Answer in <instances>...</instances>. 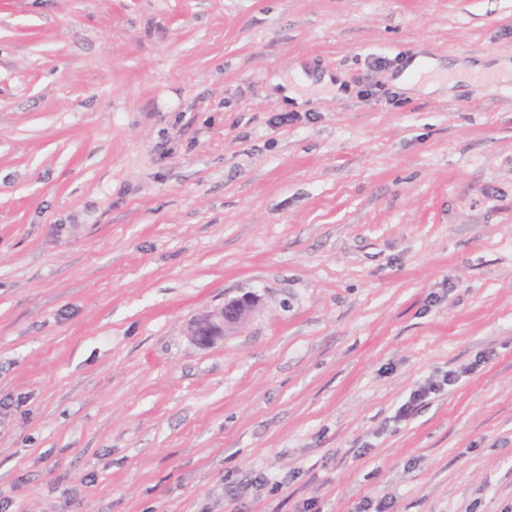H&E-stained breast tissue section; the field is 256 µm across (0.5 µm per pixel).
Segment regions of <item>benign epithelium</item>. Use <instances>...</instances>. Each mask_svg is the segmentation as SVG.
<instances>
[{"mask_svg":"<svg viewBox=\"0 0 512 512\" xmlns=\"http://www.w3.org/2000/svg\"><path fill=\"white\" fill-rule=\"evenodd\" d=\"M259 296L247 292L224 305L205 310L188 325V335L200 348H208L230 335L255 310Z\"/></svg>","mask_w":512,"mask_h":512,"instance_id":"obj_1","label":"benign epithelium"}]
</instances>
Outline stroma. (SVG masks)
<instances>
[{
    "mask_svg": "<svg viewBox=\"0 0 512 512\" xmlns=\"http://www.w3.org/2000/svg\"><path fill=\"white\" fill-rule=\"evenodd\" d=\"M420 53L512 0H0V505L512 512V79ZM443 69L435 59L419 56L405 67L396 81L424 93H432L446 86L441 81L444 75ZM488 71H494L500 75H508L512 72V65L507 61H502L492 65H485L484 63H457L451 66L448 64V87L452 86L457 80H470L475 76ZM259 296L252 292L224 302V305L205 310L188 325V335L199 348H208L229 336L255 310ZM458 379V374L456 371L450 370L446 372L443 376L442 380L437 383H429L425 385L413 393L410 394V397L407 402L399 407L395 416L393 417L395 421H403L408 419L416 408L424 402L426 398L430 395H435L443 392L445 387H452L456 384Z\"/></svg>",
    "mask_w": 512,
    "mask_h": 512,
    "instance_id": "35a3bbf8",
    "label": "stroma"
}]
</instances>
